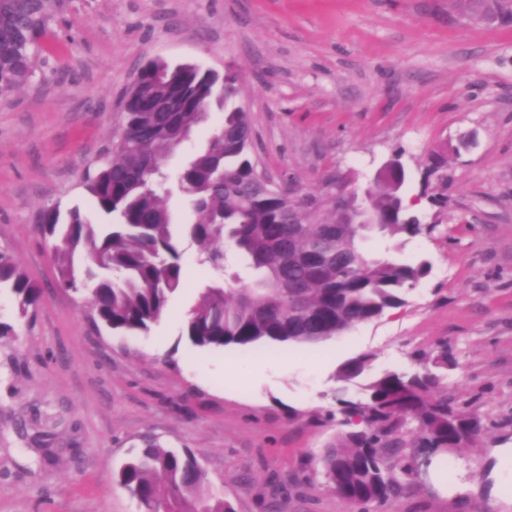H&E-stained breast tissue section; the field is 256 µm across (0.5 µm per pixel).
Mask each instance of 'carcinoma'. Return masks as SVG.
<instances>
[{
	"label": "carcinoma",
	"mask_w": 512,
	"mask_h": 512,
	"mask_svg": "<svg viewBox=\"0 0 512 512\" xmlns=\"http://www.w3.org/2000/svg\"><path fill=\"white\" fill-rule=\"evenodd\" d=\"M66 2L0 0V95L31 80L46 52L48 25ZM452 2L463 13L482 7L512 16V0ZM239 98L232 65L221 75L193 64L148 63L126 97L125 136L115 156L87 173L103 223L77 206L42 210L40 232L52 242L60 285L87 293L95 317L110 330L134 334L159 322L183 282L185 239L199 247L198 264L215 274L184 318L183 331L202 348L322 343L405 305L406 290L428 272L424 261L370 259L364 252L373 236L422 231L401 200L405 171L384 166L375 173L364 205L377 223L346 224L356 185L346 175L302 195L263 183ZM214 107L223 116L207 146L170 179L165 160ZM173 196L194 215L179 236L167 206ZM290 215L298 223H288ZM1 293L21 316L41 300L8 251L0 252ZM373 358L347 360L338 380L362 376ZM416 358L422 370L384 372L363 386V398H336L346 430L319 464L329 488L361 512H381L411 490L413 449L459 448L485 432L479 416L461 412L448 396V346ZM117 483L147 512H236L211 488L191 450H169L152 438L123 464Z\"/></svg>",
	"instance_id": "obj_1"
}]
</instances>
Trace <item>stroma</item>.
Returning a JSON list of instances; mask_svg holds the SVG:
<instances>
[{
  "mask_svg": "<svg viewBox=\"0 0 512 512\" xmlns=\"http://www.w3.org/2000/svg\"><path fill=\"white\" fill-rule=\"evenodd\" d=\"M47 49L48 66L0 98V249L42 292L20 321L0 298L16 329L0 339V512H139L114 475L146 436L193 450L236 512H269L273 478L283 512H350L317 464L341 431L327 418L339 366L369 352L372 374L414 371L442 342L457 361L448 391L487 432L432 455L385 512H512V24L448 0H68ZM156 59L237 66L253 159L307 191L401 153L426 229L365 250L431 263L405 305L318 345L201 348L183 334L211 274L193 243L148 332L108 330L88 296L59 288L40 214L92 212L87 168L111 156L125 94Z\"/></svg>",
  "mask_w": 512,
  "mask_h": 512,
  "instance_id": "1",
  "label": "stroma"
}]
</instances>
